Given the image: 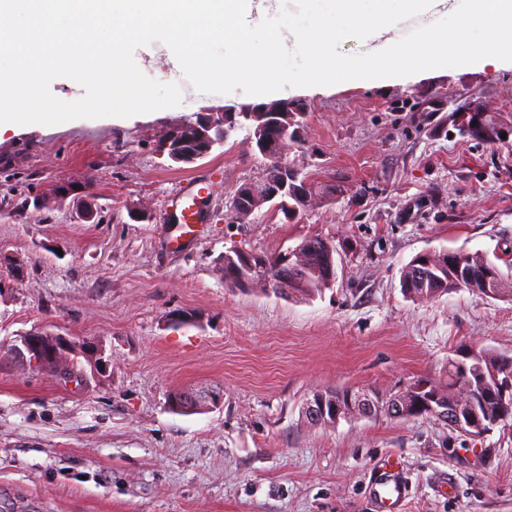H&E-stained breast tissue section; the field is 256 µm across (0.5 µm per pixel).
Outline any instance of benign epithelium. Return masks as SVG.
<instances>
[{
	"mask_svg": "<svg viewBox=\"0 0 512 512\" xmlns=\"http://www.w3.org/2000/svg\"><path fill=\"white\" fill-rule=\"evenodd\" d=\"M305 113L297 110L286 101H275L248 105L236 108L226 107L221 112H203L194 121L185 122L174 128L164 143L170 160L177 165L193 164L197 160L208 156L214 149L224 145V138L231 132L245 126V121L253 120L255 144L259 153L266 152L267 133L275 129L280 135L296 137L301 125L300 118ZM299 170L282 160L274 163L265 170L261 180L249 182L236 190L229 201V211L237 220H243L255 212L250 203L259 196L263 202L271 207L278 206L283 193L288 188V181H297ZM448 270L453 274V280L457 284L464 283L469 278L468 269L459 258L448 255ZM45 335L40 332H31L21 337V347L17 348L18 354L29 358V363L42 368L47 361L55 359L59 354L71 353L73 346L70 340L63 334L53 335L54 348L44 347ZM435 415L441 420H447L452 427L466 434L478 432L485 435L489 432L491 424L480 419L479 412L469 406L465 410L448 411V403L441 401L436 396L429 395L420 398L415 405L402 411V414L422 413L424 411ZM307 413L316 420H322L328 416L337 420L340 417V408L336 405L326 407L325 401L309 402Z\"/></svg>",
	"mask_w": 512,
	"mask_h": 512,
	"instance_id": "benign-epithelium-1",
	"label": "benign epithelium"
}]
</instances>
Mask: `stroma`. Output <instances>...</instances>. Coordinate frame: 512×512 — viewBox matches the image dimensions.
Listing matches in <instances>:
<instances>
[{
  "label": "stroma",
  "instance_id": "obj_1",
  "mask_svg": "<svg viewBox=\"0 0 512 512\" xmlns=\"http://www.w3.org/2000/svg\"><path fill=\"white\" fill-rule=\"evenodd\" d=\"M179 85L173 108L0 137V512H381L370 478L388 456L403 462L402 512H512V424L474 438L431 417L304 415L320 391L385 398L440 378L463 346L512 356V301L401 288L423 252L512 263V63L274 93L305 108L283 156L315 191L296 216L265 206L243 223L225 203L267 165L245 132L181 168L159 145L253 98ZM474 106L503 139L458 135L449 113ZM188 177L211 191L187 230L171 215ZM59 183L93 200L94 221L55 198ZM317 235L338 250L321 294L224 280L229 250ZM34 331L94 342L103 367L73 355L77 382L30 367L14 348ZM179 390L220 402L180 413Z\"/></svg>",
  "mask_w": 512,
  "mask_h": 512
}]
</instances>
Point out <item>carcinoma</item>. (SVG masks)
<instances>
[{
	"label": "carcinoma",
	"instance_id": "carcinoma-1",
	"mask_svg": "<svg viewBox=\"0 0 512 512\" xmlns=\"http://www.w3.org/2000/svg\"><path fill=\"white\" fill-rule=\"evenodd\" d=\"M312 192L295 183L288 188V195L280 200L281 211L293 214L294 208L301 205L298 194ZM301 257L297 264L282 268L278 264L279 255H268L258 251L230 250L224 253V280L233 288L260 292H281L295 297H311L322 292L329 281L337 277L335 254L336 247L327 238L309 237L299 244ZM466 267L470 279L464 289L478 295H486L485 283L498 282L496 298L512 300V277L487 256L474 253L465 254ZM401 284L404 292L412 298H432L459 289L448 272V252H436L432 255H416L402 270ZM478 359L472 366L469 376L462 380L456 372L455 359H448L446 378L438 381L435 391L440 398L450 404H458L464 399V387L470 392L481 393L484 406L482 418L492 422L501 420V424L512 423V395L506 401L498 397L497 385L492 372L500 377L512 374V356L498 353L492 349H479ZM422 383L418 379L411 385L391 394L385 399L382 409L393 419L401 418L397 404H412L419 393L413 388Z\"/></svg>",
	"mask_w": 512,
	"mask_h": 512
}]
</instances>
